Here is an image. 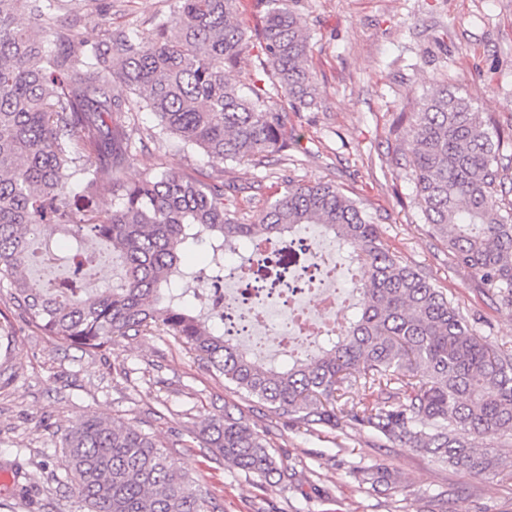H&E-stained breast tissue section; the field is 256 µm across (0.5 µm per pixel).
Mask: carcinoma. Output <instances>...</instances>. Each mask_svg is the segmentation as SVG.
Instances as JSON below:
<instances>
[{"instance_id": "1", "label": "carcinoma", "mask_w": 512, "mask_h": 512, "mask_svg": "<svg viewBox=\"0 0 512 512\" xmlns=\"http://www.w3.org/2000/svg\"><path fill=\"white\" fill-rule=\"evenodd\" d=\"M258 38L271 67L279 112L265 92L243 94L225 81L249 50L241 0H173L151 31H107L89 44L75 34L57 0H0V283L24 321L58 343L99 352L119 336L152 330L172 336L236 392L278 418L330 429H368L421 448L434 461L476 475L512 463V349L477 335L448 296L382 239L363 204L331 181L302 183L283 174L253 222L239 215L224 182L160 171L123 179L145 139L166 135L213 162L246 164L296 151L290 113L316 103L319 83L302 17L288 0H257ZM117 85L131 97L114 93ZM155 129L136 139V113ZM393 133L407 150L400 165L414 203L454 264L479 277L512 306V154L490 118L448 81L398 113ZM112 195V208L95 201ZM309 224L324 229L322 248L342 246L355 263L359 300L352 317L314 337L288 364L265 361L187 309L189 273L181 254L205 239L211 254L253 243L248 266H265V245ZM65 241H102L106 251L72 256L76 274L42 284L21 275ZM120 282L84 292L82 281L108 264ZM370 399L339 401L357 381ZM467 435L498 447L474 448ZM195 439L259 483L288 486L293 475L270 444L224 409ZM64 469L88 512H215L216 505L155 438L93 416L64 435ZM373 491L394 493L386 469L360 467Z\"/></svg>"}]
</instances>
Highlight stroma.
Segmentation results:
<instances>
[{"label":"stroma","mask_w":512,"mask_h":512,"mask_svg":"<svg viewBox=\"0 0 512 512\" xmlns=\"http://www.w3.org/2000/svg\"><path fill=\"white\" fill-rule=\"evenodd\" d=\"M170 6L62 0L61 13H85L76 35L94 43L107 29L148 32ZM293 7L310 35L320 87L316 106L292 118L299 151L256 165L218 163L163 136L139 150L125 180L168 170L234 183L244 188L238 206L251 219L281 174L335 182L364 203L389 249L442 288L479 335L511 347L512 308L430 237L414 184L395 161L403 144L392 127L399 112L413 110L414 91L444 76L492 117L512 154V0H294ZM228 407L245 425L268 430L298 472L292 485L258 484L199 446L195 430ZM90 416L153 435L222 512H429L441 493L445 512H512L510 471L475 475L368 432L309 431L272 419L263 403L225 388L169 336L120 338L98 354L54 343L26 324L0 287V473L10 478L0 483L4 512H80L61 443ZM357 466L388 469L398 492H365L352 475Z\"/></svg>","instance_id":"obj_1"}]
</instances>
